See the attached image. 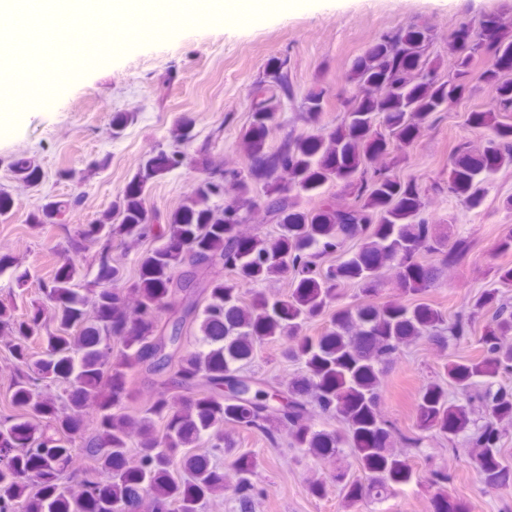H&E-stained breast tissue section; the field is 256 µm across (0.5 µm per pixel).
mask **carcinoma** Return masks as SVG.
Listing matches in <instances>:
<instances>
[{"label": "carcinoma", "instance_id": "obj_1", "mask_svg": "<svg viewBox=\"0 0 512 512\" xmlns=\"http://www.w3.org/2000/svg\"><path fill=\"white\" fill-rule=\"evenodd\" d=\"M430 41L417 29L384 36L355 63L341 122L328 131L288 135L273 149L267 144L269 124L293 99L288 59H278L251 93L244 167L206 168L201 183L161 220L160 236L167 242L137 257L136 280H126L122 266L113 263L111 243L131 248L153 231L143 224L139 189L112 201L81 230L89 242L106 238L96 254L100 277L81 283L76 269L65 266L43 285L57 303L55 330L47 329L41 309L18 319L0 301V329L12 336L7 351L18 410L0 420V512H112V504L132 507L143 494L156 512H200L205 497L227 488L224 473L210 466L208 456L229 448L224 432L229 423L261 432L274 446L286 429L287 447L305 457L321 458L347 446L372 479L364 485L339 471L336 483L354 502L382 498L392 485L413 478L409 462L390 443L420 448L424 436L401 430L381 414L380 367L404 357L405 348L419 340L449 349L450 343L471 337L473 320L480 316L487 317L476 339L481 355L442 364L438 379L419 392L417 428L445 435L450 443L464 437L484 488L512 487V463L500 448L503 423L512 422V301L499 289L484 290L451 318L427 304H363L336 311L321 335H302L306 324L325 315L343 282L371 293L386 268L404 294L416 295L452 271L453 253L440 266L421 262L442 246L423 217L430 190L394 178L389 169L402 160L398 150L469 92L479 55L491 60L479 79L491 89L492 105L472 113L470 121L491 134L481 149L469 142L456 145L448 159V194L477 208L484 197L482 173L512 162V123L504 121L512 112V79L503 78L501 68L512 61V23L492 25L468 42L449 39L451 69L444 76L438 73L441 58L429 51ZM325 106L323 92L308 93L301 119L318 124ZM191 126L189 119L178 122L170 151L142 163L136 174L140 186L184 165ZM14 171L31 187L42 181L40 169L28 160H17ZM331 180L343 182L354 199L347 222L328 198L313 213L296 210L291 191L311 192ZM227 185L236 188L235 199L216 204ZM78 203L77 198L49 201L29 221L59 224ZM259 205L279 232L246 240L240 225L250 223ZM353 238L363 240L353 256L322 267L325 256ZM187 255L198 272L183 270ZM224 269L239 281H224ZM288 273L295 279L288 294L242 304V285ZM123 290L137 295L136 309L125 304ZM165 307L174 316L168 336L150 317ZM196 329L218 347L194 348L188 337ZM42 335L46 352L38 358L28 340ZM279 337L288 340L285 355L301 369L290 386L283 389L233 368L253 355L257 342ZM139 368L167 378L131 416L125 412L132 399L128 375ZM50 386L59 390L57 397L45 393ZM177 389L203 394L184 406ZM89 405L96 414L88 433L84 412ZM315 412L343 428L316 429ZM47 419L59 422V437L36 432ZM201 433L209 435L210 448L184 453ZM134 435L138 442L132 449ZM78 436L98 467L66 475V443ZM102 474L109 480L101 482ZM233 476L240 512H253L265 495L253 465L236 458ZM424 480L438 493L434 512H467L461 502L441 500L451 480L447 469L431 466Z\"/></svg>", "mask_w": 512, "mask_h": 512}]
</instances>
